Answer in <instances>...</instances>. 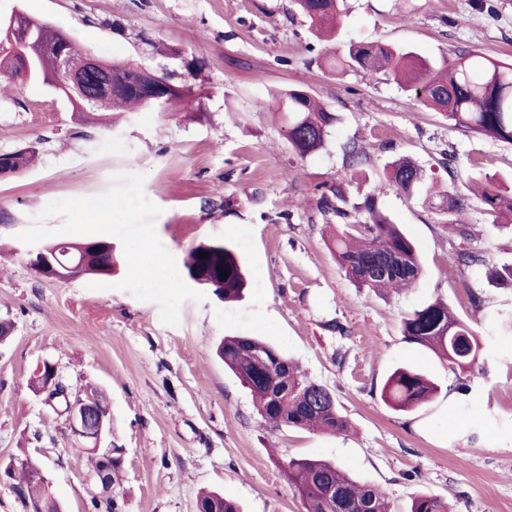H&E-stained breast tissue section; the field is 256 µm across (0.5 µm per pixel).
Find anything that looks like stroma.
I'll return each instance as SVG.
<instances>
[{"label": "stroma", "mask_w": 512, "mask_h": 512, "mask_svg": "<svg viewBox=\"0 0 512 512\" xmlns=\"http://www.w3.org/2000/svg\"><path fill=\"white\" fill-rule=\"evenodd\" d=\"M22 11L61 27L109 62H132L186 84L166 111L138 109L107 125L83 122L41 81H0V152L32 149L23 173L0 179V461H36L65 512H87L91 464L62 417L31 387L52 362L72 390L104 393L124 451L121 512H195L211 490L242 512H305L282 461L335 462L378 487L392 512L420 492L450 512H512V288L488 270L512 264V231L479 200L462 216L472 236L447 227L425 192L385 186L406 158L448 184L449 167L512 177V145L450 126L414 92L387 79L326 65L327 46L293 0H0V18ZM341 42H378L429 58L477 50L512 60V0H345ZM303 87L338 112L323 150L300 157L270 110L271 94ZM370 162L350 169L348 143ZM342 183L341 207L366 194L414 240L424 276L401 294L356 288L331 252L335 215L322 191ZM138 187L120 222H87L86 206L118 203ZM151 240L181 266L202 242L231 244L245 263L240 300L221 303L186 281L147 286L128 244ZM112 241L109 275L50 280L32 245ZM484 254L480 266L456 251ZM447 302L483 343L475 372L460 373L407 343L402 316ZM259 336L333 391L348 433L274 428L216 356L225 336ZM411 367L440 387L411 412L381 398L387 376Z\"/></svg>", "instance_id": "obj_1"}]
</instances>
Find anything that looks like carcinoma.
Instances as JSON below:
<instances>
[{
	"label": "carcinoma",
	"instance_id": "carcinoma-1",
	"mask_svg": "<svg viewBox=\"0 0 512 512\" xmlns=\"http://www.w3.org/2000/svg\"><path fill=\"white\" fill-rule=\"evenodd\" d=\"M310 26L320 35L335 39L341 21L339 0H295ZM30 35L48 42L64 41L75 46L61 28L27 18ZM329 63L342 70L359 72L371 79H393L404 88L424 98L427 105L445 115L448 124L475 134L512 144V61L468 52L450 61L432 60L403 48L373 42L349 43L327 54ZM112 70V91L101 94L92 106H84L68 96L66 80L57 75L54 56L39 54L28 59L19 53L0 54V79L31 77L65 97L72 111L80 114L106 112L120 105L151 107L144 100L145 70L133 65L102 61ZM277 110L286 116L285 135L292 149L301 157L326 146L339 116L319 103L302 87L282 91L275 97ZM453 185L445 190L430 187V198L439 212L460 214L471 206L470 197L456 188V183L478 188L483 210L495 219L512 216V185L487 174L475 177L468 172L448 169ZM422 170L413 162H392L385 179L398 191L410 195L421 182ZM343 200L341 186L322 192L319 204L326 213L346 221L336 232L333 255L346 277L358 288L378 292L397 290L416 283L423 275V265L413 240L377 206V194L367 195L357 211L364 220L350 222L348 214L335 201ZM58 256L68 261L81 260L77 275L112 273V255L90 252L85 243L51 245ZM208 253L202 259L199 253ZM243 260L226 245L202 242L193 247L183 261L184 276L196 274L222 287L213 291L220 300L233 301L246 288ZM229 274L226 279L221 273ZM401 334L414 345L424 347L448 360L462 373H472L479 361L459 348L462 338H470L475 349L482 342L472 328L458 318L441 300L428 302L406 314L401 320ZM217 355L239 383L252 395L258 414L274 427L285 425L300 429H319L340 434L349 422L342 414L334 394L310 380L300 369L267 341L256 336H226L217 346ZM438 385L428 376L410 367H398L387 377L382 399L396 411H413L429 404ZM288 484L298 495L305 512H391L385 496L373 485L362 483L334 464L311 458H290L283 463ZM15 484L22 487L24 508L33 512H59L58 502L34 478L30 463L17 470ZM202 506L212 512H240L238 504L214 492L199 496ZM408 512H447L439 497L415 495Z\"/></svg>",
	"mask_w": 512,
	"mask_h": 512
}]
</instances>
